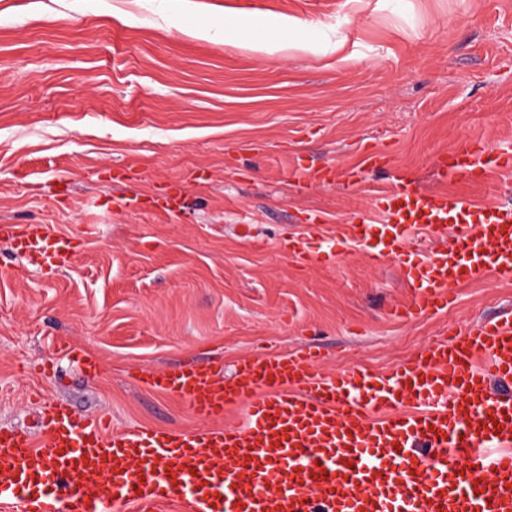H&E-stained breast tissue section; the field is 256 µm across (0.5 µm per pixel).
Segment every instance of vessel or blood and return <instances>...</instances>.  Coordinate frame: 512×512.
Returning <instances> with one entry per match:
<instances>
[{
    "instance_id": "obj_1",
    "label": "vessel or blood",
    "mask_w": 512,
    "mask_h": 512,
    "mask_svg": "<svg viewBox=\"0 0 512 512\" xmlns=\"http://www.w3.org/2000/svg\"><path fill=\"white\" fill-rule=\"evenodd\" d=\"M388 156L365 151L346 168L294 164L296 186H361ZM512 168V149L461 140L443 156L451 182L484 183ZM380 219L352 226L377 265L397 262L411 302L400 319L447 311L458 284L512 277V209L424 190L399 177L373 190ZM448 247L414 248L413 236ZM0 237L50 264L72 246L41 224ZM320 349L241 359L232 376L209 366L163 369L149 387L181 399L208 426L117 432L64 403L34 439L0 429V512H512V317L429 346L388 374L349 366L321 373ZM244 408L246 421H225Z\"/></svg>"
}]
</instances>
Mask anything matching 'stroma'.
I'll return each instance as SVG.
<instances>
[{
    "label": "stroma",
    "mask_w": 512,
    "mask_h": 512,
    "mask_svg": "<svg viewBox=\"0 0 512 512\" xmlns=\"http://www.w3.org/2000/svg\"><path fill=\"white\" fill-rule=\"evenodd\" d=\"M202 18L248 21L255 39L303 26L269 55L187 35ZM467 137L512 141V0H0V225L76 246L56 271L0 239V426L38 434L64 400L116 430L198 431L136 372L219 361L229 376L315 345L322 371L381 374L512 312V278L491 273L457 286L448 312L399 322L389 312L412 292L396 262L352 244L304 266L279 248L300 236L326 251L373 214L361 189H297L292 161L346 167L368 145L391 156L368 184L405 172L438 190L437 156ZM174 189L179 211L153 208ZM452 189L512 204V171Z\"/></svg>",
    "instance_id": "35a3bbf8"
}]
</instances>
